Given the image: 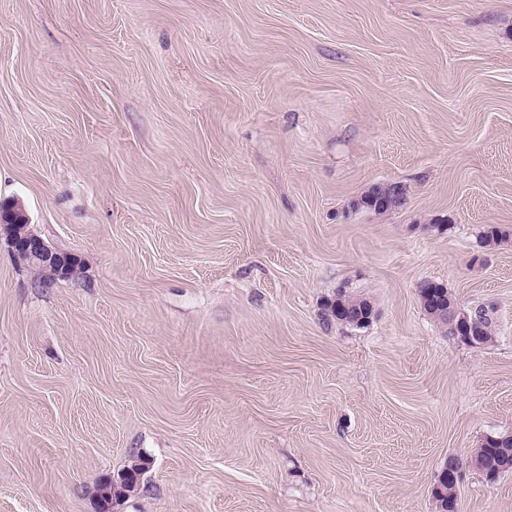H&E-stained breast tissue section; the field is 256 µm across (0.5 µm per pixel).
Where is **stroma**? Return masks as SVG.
<instances>
[{"instance_id":"obj_1","label":"stroma","mask_w":512,"mask_h":512,"mask_svg":"<svg viewBox=\"0 0 512 512\" xmlns=\"http://www.w3.org/2000/svg\"><path fill=\"white\" fill-rule=\"evenodd\" d=\"M0 201L80 267L0 238V512H98L136 454L116 512H435L512 433V0H0ZM15 259L31 268L48 272L54 279L73 276L78 263L75 257L53 251L29 228V219L17 203L0 204V231ZM427 282H423L421 287L418 288L420 304L423 299L426 301L429 299L431 290L436 293L437 288H439L438 295H434V299L428 305L426 302L421 305L430 319L447 318L455 336H459L466 341L471 340L473 336H479L482 325L488 321L478 339L469 344L489 345L495 341L496 325L495 321L492 320L495 319L496 314L494 303L487 302L474 308L465 309L457 302L456 298L448 297V288L443 283L431 281V287L427 288ZM336 297L341 299V301L344 304L351 308H357L359 305L362 304L364 299H366V297L356 294H340ZM341 301H331L330 309H334L336 313L342 312L344 309H346L348 314L347 319H349L354 325H358L368 320H371L374 314V306L370 300H368L367 303L363 306V309L359 307L356 310H351ZM146 465L147 463L142 457L133 456L130 460V463L123 471L124 473L131 475V479L136 483V488L135 485L133 486V482L128 484L126 482V478L120 479L119 482H116L112 479H106L100 482L98 497L104 509H108V506L110 504L113 505L117 499L128 496L130 494V492L127 490L128 488L134 489L132 492L139 488L142 476L146 470Z\"/></svg>"}]
</instances>
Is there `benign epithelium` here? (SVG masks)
<instances>
[{
	"instance_id": "obj_1",
	"label": "benign epithelium",
	"mask_w": 512,
	"mask_h": 512,
	"mask_svg": "<svg viewBox=\"0 0 512 512\" xmlns=\"http://www.w3.org/2000/svg\"><path fill=\"white\" fill-rule=\"evenodd\" d=\"M0 230L5 232L6 241L15 259L29 268H39L53 278H69L77 269V259L53 251L38 235L29 228V219L16 203L0 204ZM431 287L438 289V295L427 304H422L425 314L431 319L446 318L455 335L469 341L480 334L482 325L495 318L496 307L492 302L466 309L456 299L448 297V288L432 281ZM330 308L337 312L347 311L348 319L354 325L370 320L374 314L372 302H367L356 310L346 309L340 301L330 302ZM133 484L126 479L114 481L106 479L99 484V501L103 508L116 500L129 495Z\"/></svg>"
}]
</instances>
